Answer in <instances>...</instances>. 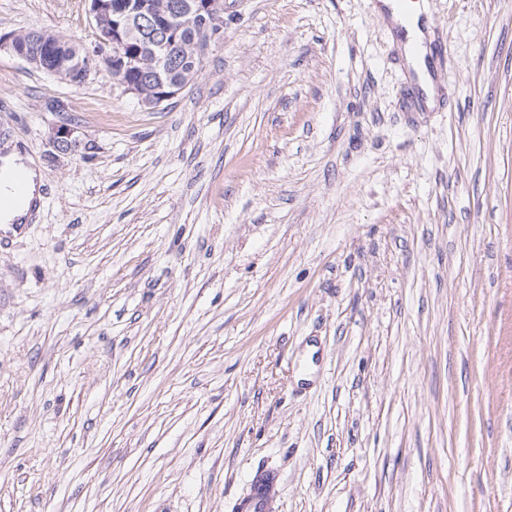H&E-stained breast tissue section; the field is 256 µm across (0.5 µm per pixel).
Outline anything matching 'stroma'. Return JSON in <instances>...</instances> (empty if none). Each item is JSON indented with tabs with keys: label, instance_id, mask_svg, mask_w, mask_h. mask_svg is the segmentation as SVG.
<instances>
[{
	"label": "stroma",
	"instance_id": "1",
	"mask_svg": "<svg viewBox=\"0 0 512 512\" xmlns=\"http://www.w3.org/2000/svg\"><path fill=\"white\" fill-rule=\"evenodd\" d=\"M420 111L376 0H225L146 109L0 52V512H512V0H420ZM84 46L85 0H0ZM78 127L77 154L51 127ZM3 152L4 154L0 157V161L2 160V166H0V170H2L0 173L1 189L2 185L10 186L17 176L22 177L27 186L22 180H17L13 184V194L20 207L14 203L10 190L6 199H2L1 194L0 223L16 224V226H19L20 224H26L34 208L35 200L41 198V195L38 193L41 184V175L38 170L31 165V160L24 156L22 151L15 145L10 146L9 144H5ZM257 472L251 480L249 495L240 502V512H268L270 502L278 491V479Z\"/></svg>",
	"mask_w": 512,
	"mask_h": 512
}]
</instances>
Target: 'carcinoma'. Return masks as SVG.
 I'll use <instances>...</instances> for the list:
<instances>
[{
    "mask_svg": "<svg viewBox=\"0 0 512 512\" xmlns=\"http://www.w3.org/2000/svg\"><path fill=\"white\" fill-rule=\"evenodd\" d=\"M149 2L148 9L139 13L136 30L119 48L105 47L93 67L94 72L107 74L121 86H138L142 105L153 109L160 84L179 82L186 87L200 75L208 51L206 33L224 23V2L212 0L213 8L201 13L192 10L193 0ZM16 41L28 54L40 60L35 70L44 74L53 69L61 70L72 56L84 51L77 41L42 27L16 32ZM161 42L167 46V56L158 63L153 61V49ZM117 50L138 62L133 66H122L115 60Z\"/></svg>",
    "mask_w": 512,
    "mask_h": 512,
    "instance_id": "obj_1",
    "label": "carcinoma"
}]
</instances>
